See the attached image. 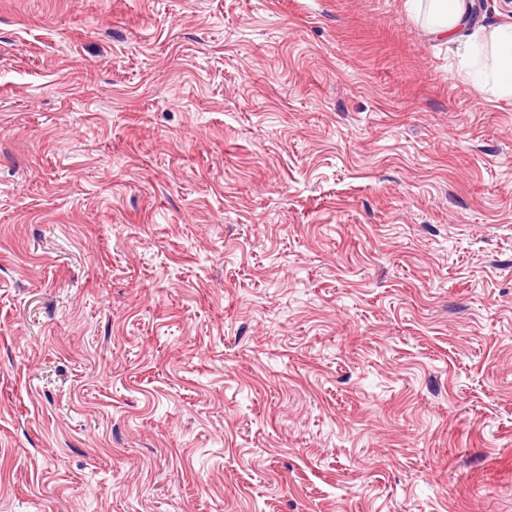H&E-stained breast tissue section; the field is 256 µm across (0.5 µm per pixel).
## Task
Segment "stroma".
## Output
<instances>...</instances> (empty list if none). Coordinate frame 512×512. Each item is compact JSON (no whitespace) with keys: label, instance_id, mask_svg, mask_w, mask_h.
<instances>
[{"label":"stroma","instance_id":"1","mask_svg":"<svg viewBox=\"0 0 512 512\" xmlns=\"http://www.w3.org/2000/svg\"><path fill=\"white\" fill-rule=\"evenodd\" d=\"M426 3L0 0V512H512V97Z\"/></svg>","mask_w":512,"mask_h":512}]
</instances>
